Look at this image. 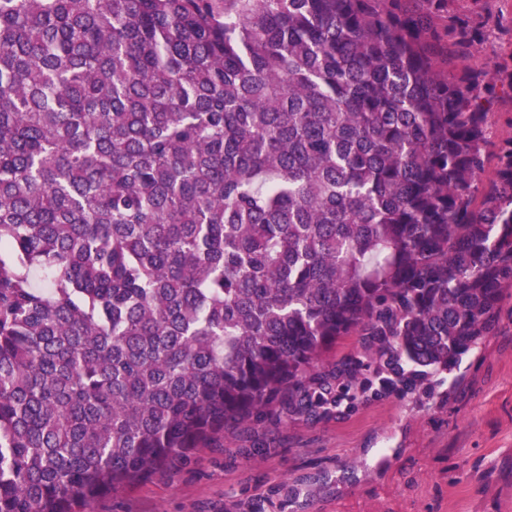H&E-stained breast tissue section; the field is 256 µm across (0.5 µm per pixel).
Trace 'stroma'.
I'll use <instances>...</instances> for the list:
<instances>
[{
  "label": "stroma",
  "instance_id": "35a3bbf8",
  "mask_svg": "<svg viewBox=\"0 0 512 512\" xmlns=\"http://www.w3.org/2000/svg\"><path fill=\"white\" fill-rule=\"evenodd\" d=\"M477 39L456 71L500 82L512 64V0H451L448 22ZM90 512H512V297L456 377L289 420L279 410L228 428L216 447Z\"/></svg>",
  "mask_w": 512,
  "mask_h": 512
}]
</instances>
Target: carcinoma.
Returning <instances> with one entry per match:
<instances>
[{"label":"carcinoma","instance_id":"carcinoma-1","mask_svg":"<svg viewBox=\"0 0 512 512\" xmlns=\"http://www.w3.org/2000/svg\"><path fill=\"white\" fill-rule=\"evenodd\" d=\"M447 2L0 0V512L441 385L495 331L512 137ZM490 112V125L492 129V144H498L502 139L512 137V101L509 98L494 100Z\"/></svg>","mask_w":512,"mask_h":512}]
</instances>
